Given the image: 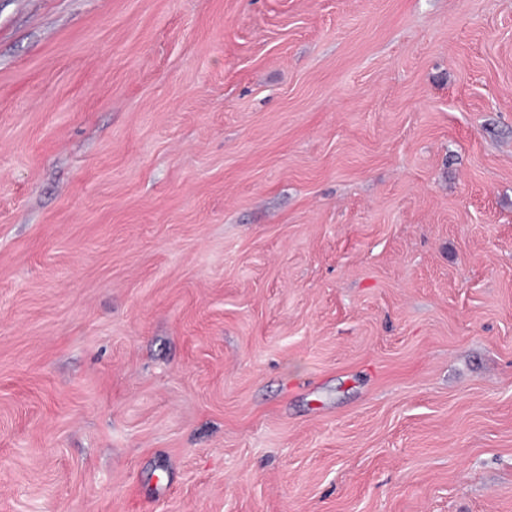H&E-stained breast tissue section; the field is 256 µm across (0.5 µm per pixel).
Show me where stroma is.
Returning a JSON list of instances; mask_svg holds the SVG:
<instances>
[{
    "label": "stroma",
    "mask_w": 512,
    "mask_h": 512,
    "mask_svg": "<svg viewBox=\"0 0 512 512\" xmlns=\"http://www.w3.org/2000/svg\"><path fill=\"white\" fill-rule=\"evenodd\" d=\"M0 512H512V0H0Z\"/></svg>",
    "instance_id": "1"
}]
</instances>
